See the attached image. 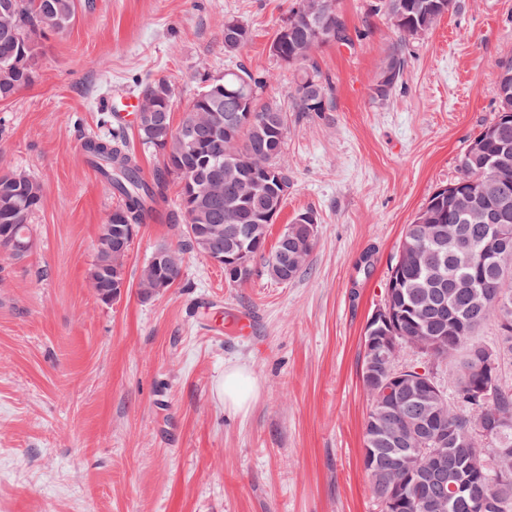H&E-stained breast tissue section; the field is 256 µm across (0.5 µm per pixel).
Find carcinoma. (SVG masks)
<instances>
[{
    "instance_id": "obj_1",
    "label": "carcinoma",
    "mask_w": 512,
    "mask_h": 512,
    "mask_svg": "<svg viewBox=\"0 0 512 512\" xmlns=\"http://www.w3.org/2000/svg\"><path fill=\"white\" fill-rule=\"evenodd\" d=\"M319 15L302 14V0H295L288 19L278 31H287L279 52L271 56L297 71L289 106L262 97L269 76L256 74L237 62L224 69L223 80H203L185 109L181 126L190 128L184 149L169 157L163 146L177 138L171 123L174 95L161 100L160 111L140 112L136 133L140 144L162 157V170L153 178L141 175L136 157L127 150L126 136L110 130L85 143V149L121 204L112 212L123 223L138 228L153 218L164 199L165 176L181 180L178 206L172 221L183 223L185 246L208 256L248 258L247 270L239 272L228 262L224 278L241 284L262 261L266 274L280 283L299 276L303 265L299 253H312L315 241H306L298 214L287 225L271 251H266L270 221L286 200L283 187L290 185L283 154L288 133V113L332 112V82L314 58L322 44L351 48L362 33L349 24L333 0H315ZM453 7V0H371L367 15H382L392 22L401 39L381 58L369 86L372 100L383 103L402 81L410 51L406 38L427 34ZM9 9L8 29L0 27V99L31 85L38 59V39L65 31L75 18V0H0V12ZM251 39L249 27L230 17L224 21V55L235 57ZM492 92L496 102L494 120L476 134L480 155L466 147L458 161L459 176L450 182L456 190L483 187L481 159L512 151V60L499 63ZM220 107L235 114L229 132L218 134L194 114ZM199 178L194 186L184 183L187 173ZM18 172L0 174V249L16 258L31 251L30 216L39 208L41 187L31 176L16 179ZM221 180L224 195L210 202L194 198L199 186ZM132 239L118 241L112 251L96 250L89 270L90 287L106 296L126 281V264ZM400 247L401 261L389 277L401 290L394 303L396 335L400 344L391 358L379 364L376 376L363 379L371 399L364 424L363 465L381 512H439L448 481L422 478L418 468L430 448L448 449L445 470L460 480L458 492L448 499L447 512H512V459L495 465L493 449L512 448V426L484 436L475 431L477 416H512V386L502 384L501 365L512 360V240L501 246L487 224H472L456 213L449 191L436 189L425 206L406 225ZM167 260L161 276L173 286L182 279L183 249L166 247ZM493 321L497 338L489 344L496 353L495 366L479 358L484 346L478 330ZM409 349L428 358L429 369L452 365L451 389L432 400L405 392L388 402L383 384L403 371L399 360ZM489 378L495 388L476 406L458 403L471 388ZM418 457L412 469L389 492L375 470L395 464L411 449Z\"/></svg>"
}]
</instances>
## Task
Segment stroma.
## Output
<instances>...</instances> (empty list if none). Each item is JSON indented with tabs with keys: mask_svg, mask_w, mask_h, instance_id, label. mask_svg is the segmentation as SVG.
Segmentation results:
<instances>
[{
	"mask_svg": "<svg viewBox=\"0 0 512 512\" xmlns=\"http://www.w3.org/2000/svg\"><path fill=\"white\" fill-rule=\"evenodd\" d=\"M366 3L336 0L363 34L354 50L314 52L336 111L288 115L291 185L267 243L313 211L300 275L230 284L188 251L182 281L142 299L141 268L182 241L171 177L108 305L88 271L118 200L83 147L102 131L101 108L164 79L180 124L202 77L224 75L229 17L252 32L240 61L273 73L264 94L287 101L294 72L269 45L292 0H77L73 23L40 39L34 83L0 102V172L42 187L31 252L0 250V512H380L363 466L364 329L406 225L495 117L512 0H455L410 43L402 86L383 103L368 88L398 34ZM230 367L257 382L239 413L218 393Z\"/></svg>",
	"mask_w": 512,
	"mask_h": 512,
	"instance_id": "stroma-1",
	"label": "stroma"
}]
</instances>
